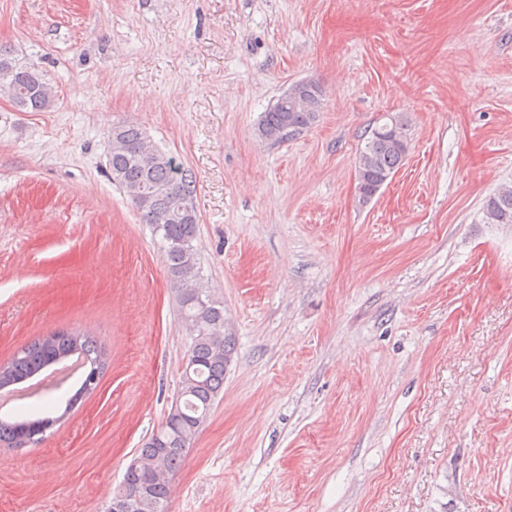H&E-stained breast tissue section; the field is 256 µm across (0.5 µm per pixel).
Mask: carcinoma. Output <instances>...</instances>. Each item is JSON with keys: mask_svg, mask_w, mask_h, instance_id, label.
<instances>
[{"mask_svg": "<svg viewBox=\"0 0 512 512\" xmlns=\"http://www.w3.org/2000/svg\"><path fill=\"white\" fill-rule=\"evenodd\" d=\"M0 83L8 85L14 104L41 111L52 93L39 71L0 52ZM324 105V92L314 80L292 83L263 113L258 135L281 141L312 127ZM411 148L407 120L395 116L371 131L356 160L358 199L366 203L401 168ZM109 171L112 182L129 197L141 222L160 238L168 278L191 343L188 363L165 422L138 449L114 495L132 500L130 512H168L173 481L197 434L206 423L224 388L234 338L224 335V303L201 284V266L194 241L198 233L196 209H188L195 185L188 170L167 153L150 145L137 124L118 123L110 132ZM487 224H512V188L491 195L483 207ZM102 374L106 352L89 336L65 330L20 347L0 365V389L32 378L72 354ZM63 420L43 417L22 421L0 419V445L27 448L41 441Z\"/></svg>", "mask_w": 512, "mask_h": 512, "instance_id": "obj_1", "label": "carcinoma"}]
</instances>
